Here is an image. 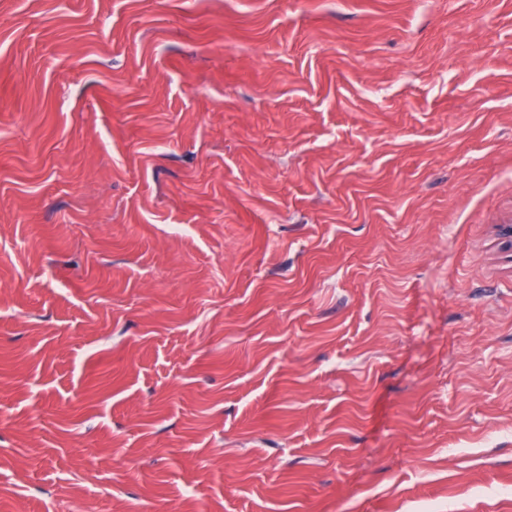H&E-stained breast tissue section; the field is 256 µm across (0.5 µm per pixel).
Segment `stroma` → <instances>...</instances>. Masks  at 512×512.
<instances>
[{
    "instance_id": "35a3bbf8",
    "label": "stroma",
    "mask_w": 512,
    "mask_h": 512,
    "mask_svg": "<svg viewBox=\"0 0 512 512\" xmlns=\"http://www.w3.org/2000/svg\"><path fill=\"white\" fill-rule=\"evenodd\" d=\"M512 0H0V512H512Z\"/></svg>"
}]
</instances>
